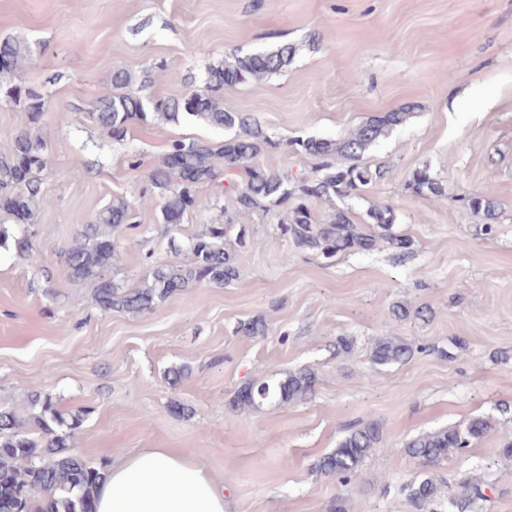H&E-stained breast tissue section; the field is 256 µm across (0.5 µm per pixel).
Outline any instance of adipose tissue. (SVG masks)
<instances>
[{"label":"adipose tissue","instance_id":"ef3b65f1","mask_svg":"<svg viewBox=\"0 0 512 512\" xmlns=\"http://www.w3.org/2000/svg\"><path fill=\"white\" fill-rule=\"evenodd\" d=\"M95 512H225L224 488L200 463L167 448H142L104 470Z\"/></svg>","mask_w":512,"mask_h":512}]
</instances>
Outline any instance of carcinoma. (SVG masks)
Returning <instances> with one entry per match:
<instances>
[{"instance_id":"obj_1","label":"carcinoma","mask_w":512,"mask_h":512,"mask_svg":"<svg viewBox=\"0 0 512 512\" xmlns=\"http://www.w3.org/2000/svg\"><path fill=\"white\" fill-rule=\"evenodd\" d=\"M297 52L293 43L246 55L232 54L224 64L209 70L205 89L184 97L144 101L133 87L146 80L124 69L112 72V92L97 99L94 111L87 113L102 131L125 136L133 122L145 123L148 117L170 122L193 120L212 127L233 130L222 141L207 139L177 140L171 144L150 171L151 197L142 200L157 206L163 223L177 226L197 202L204 186L221 189L222 196L239 216L249 215L272 202L290 198L297 204L278 220L281 233L294 246L328 260L342 253H367L384 239L404 255L412 242L392 233L397 222L390 204L370 209L366 224L355 223L349 209L334 207L325 222L316 221L306 201L347 199L372 179L385 172L369 171L360 164L366 148L390 129L406 121L410 106L373 116L350 136L316 139L297 136L287 142L296 152L322 159V174L313 178L293 177L272 171L259 163V156L278 142L259 121L241 112L224 109L222 91L247 82H258L284 71ZM29 49L18 41H0V101L27 112L30 127L19 132L8 154L0 157V212L8 223L0 224V250L16 249L29 264L40 263L27 237L18 234L37 220L35 199L41 191V175L46 166L47 141L39 123L48 108V97L35 86H21L15 75L27 60ZM407 190L420 198L446 199L448 188L425 169H416L406 183ZM469 208L483 216L481 231L495 233L497 205L488 195L472 193L466 197ZM134 204L124 195H114L95 218L82 225L64 250L65 273L77 283L94 286L96 304L103 311L121 309L142 312L171 295L200 286L224 287L239 278L238 252L247 247L244 226L208 224L188 239V258L164 259L150 266L133 287L123 288L108 271L112 267L123 230L131 228ZM234 244H229L230 237ZM239 331L260 337L267 333L264 319L245 322ZM414 355L413 345L398 336H382L371 348L375 365L401 364ZM316 374L307 368L282 378L249 382L235 392L229 407L240 412H257L268 405H284L309 398L315 390ZM33 412L29 421L20 419L9 407H0V512H94L93 502L103 459L94 466L75 452L73 439L88 411H60L52 394L35 391L28 395ZM345 434L336 448L320 458L317 469L326 477L347 482L377 450L384 447L382 428L374 422H346ZM493 429L486 417H476L460 428L443 427L420 434L404 444L405 453L424 464L439 465L449 457L471 447ZM461 492L449 501L452 512H471L487 499L486 486L465 480ZM407 498L417 512H428L441 499L437 480L425 475L404 486Z\"/></svg>"}]
</instances>
